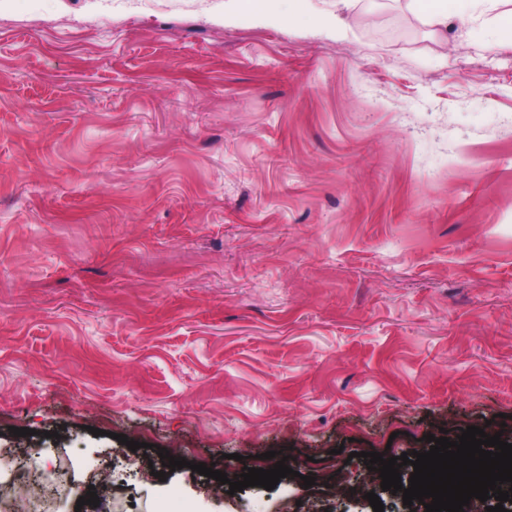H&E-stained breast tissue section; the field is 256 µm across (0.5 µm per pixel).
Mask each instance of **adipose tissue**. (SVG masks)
<instances>
[{
  "label": "adipose tissue",
  "mask_w": 512,
  "mask_h": 512,
  "mask_svg": "<svg viewBox=\"0 0 512 512\" xmlns=\"http://www.w3.org/2000/svg\"><path fill=\"white\" fill-rule=\"evenodd\" d=\"M357 0H336V8L323 10L313 5L312 0H300L293 12V19L323 27L336 36H346L349 26L345 18ZM408 9L432 26H447L449 18L470 16L481 20L491 30L512 32V10H502L503 0H406Z\"/></svg>",
  "instance_id": "obj_1"
}]
</instances>
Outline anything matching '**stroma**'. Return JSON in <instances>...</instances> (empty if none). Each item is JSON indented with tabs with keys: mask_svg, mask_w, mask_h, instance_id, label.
Listing matches in <instances>:
<instances>
[{
	"mask_svg": "<svg viewBox=\"0 0 512 512\" xmlns=\"http://www.w3.org/2000/svg\"><path fill=\"white\" fill-rule=\"evenodd\" d=\"M224 2L0 0V512H426L363 453L512 444V38ZM289 1H300L296 11L292 13L288 11L289 20L296 19L304 23L316 24L339 37L346 36L350 28L344 14L350 13L358 2V0H336V12H333L317 8L311 3L314 0Z\"/></svg>",
	"mask_w": 512,
	"mask_h": 512,
	"instance_id": "1",
	"label": "stroma"
}]
</instances>
